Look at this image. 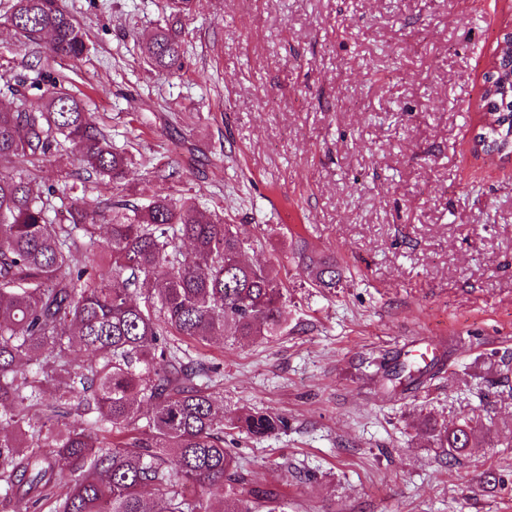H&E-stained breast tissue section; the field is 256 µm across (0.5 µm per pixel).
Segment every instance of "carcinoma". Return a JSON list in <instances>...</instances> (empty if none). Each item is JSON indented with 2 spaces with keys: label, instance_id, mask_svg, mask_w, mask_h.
Wrapping results in <instances>:
<instances>
[{
  "label": "carcinoma",
  "instance_id": "carcinoma-1",
  "mask_svg": "<svg viewBox=\"0 0 512 512\" xmlns=\"http://www.w3.org/2000/svg\"><path fill=\"white\" fill-rule=\"evenodd\" d=\"M196 0H166L175 17ZM16 33L78 59L89 52L80 23L56 0H3ZM159 72L181 68V32L159 27L139 44ZM37 94L0 107V512H288L276 488L257 489L224 447V428L256 437L286 427L276 415L225 416L209 367L186 362L171 337L206 344L280 336L288 330L284 286L265 265L242 259L252 241L234 224L207 215L192 198L157 195L146 204L109 199L88 210L78 198L51 204L42 164L73 147L97 184L121 183L128 157L87 112L65 79L15 77ZM476 138L512 127V104L482 117ZM180 180L171 163L155 171ZM105 229L100 265L77 255ZM318 288L336 287V262L308 265ZM88 359L72 365L70 355ZM443 348L419 365L383 359L373 378L393 395L418 393L444 372ZM424 432L448 454L470 446L467 421L450 428L427 420ZM53 450L49 462L42 449ZM74 479L62 483L64 475ZM154 490L146 502L141 490Z\"/></svg>",
  "mask_w": 512,
  "mask_h": 512
}]
</instances>
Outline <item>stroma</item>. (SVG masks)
<instances>
[{
  "instance_id": "obj_1",
  "label": "stroma",
  "mask_w": 512,
  "mask_h": 512,
  "mask_svg": "<svg viewBox=\"0 0 512 512\" xmlns=\"http://www.w3.org/2000/svg\"><path fill=\"white\" fill-rule=\"evenodd\" d=\"M90 51L53 56L0 14L5 83L63 75L133 162L115 189L73 153L44 162L57 194L194 197L254 242L287 288L288 330L257 342L182 343L213 366L225 414L283 417L277 435L230 431L226 447L288 512H512V163L475 147L485 75L512 0H197L183 67L161 75L137 38L165 0H59ZM172 162L181 181L155 179ZM334 257L311 287L294 254ZM453 343L428 389L392 398L362 363ZM480 432L452 459L424 416ZM310 271L313 284L317 288L336 287V281L339 280V272L336 270V262L330 257L319 258L307 267ZM337 278V279H336Z\"/></svg>"
}]
</instances>
